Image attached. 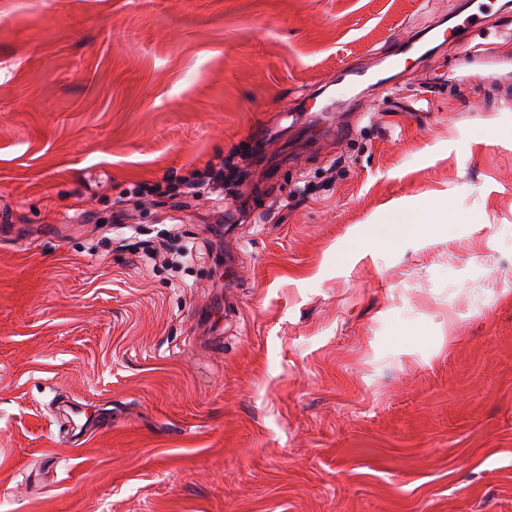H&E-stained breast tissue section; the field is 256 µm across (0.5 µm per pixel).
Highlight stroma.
Segmentation results:
<instances>
[{"label":"stroma","instance_id":"35a3bbf8","mask_svg":"<svg viewBox=\"0 0 512 512\" xmlns=\"http://www.w3.org/2000/svg\"><path fill=\"white\" fill-rule=\"evenodd\" d=\"M0 512H512V8L0 0ZM166 187L162 190L160 184L145 185L141 192L142 196H175L188 194L197 196L200 190L215 188L224 184V161L219 163H208L203 169H198L189 179H165ZM439 211L443 213L448 223L460 219L457 213L448 211L446 207L442 208L431 199H419L406 214H396L391 217L392 223L389 224H392V228L388 233L375 235L367 230L359 237L370 245L380 247L402 237L421 234L429 224H435V215Z\"/></svg>","mask_w":512,"mask_h":512}]
</instances>
